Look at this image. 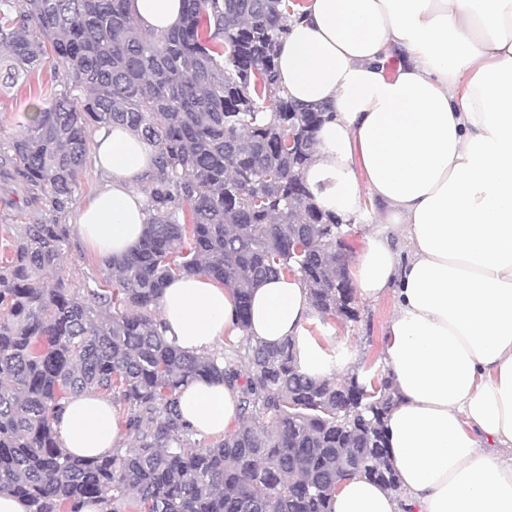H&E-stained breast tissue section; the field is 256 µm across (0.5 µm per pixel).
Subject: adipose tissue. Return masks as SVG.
<instances>
[{
	"instance_id": "1",
	"label": "adipose tissue",
	"mask_w": 512,
	"mask_h": 512,
	"mask_svg": "<svg viewBox=\"0 0 512 512\" xmlns=\"http://www.w3.org/2000/svg\"><path fill=\"white\" fill-rule=\"evenodd\" d=\"M147 31L179 24L183 0H130ZM398 56L395 75L385 61ZM296 102L327 106L304 180L317 205L354 216L370 202L397 232L369 239L354 277L360 295L392 296L383 354L394 405L392 462L412 512H512V0H307L276 58ZM104 180L73 230L99 256L138 246L140 189L154 152L118 126L93 130ZM299 277L263 281L240 323L230 289L202 275L167 283L164 334L190 353L241 336L293 339L302 372L324 378L339 357L307 330ZM200 436L234 429L239 391L196 379L180 398ZM63 448L89 457L128 444L109 399L74 397L56 423ZM331 512H399L380 485H336Z\"/></svg>"
}]
</instances>
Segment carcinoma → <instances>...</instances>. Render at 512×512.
<instances>
[{
  "label": "carcinoma",
  "instance_id": "carcinoma-1",
  "mask_svg": "<svg viewBox=\"0 0 512 512\" xmlns=\"http://www.w3.org/2000/svg\"><path fill=\"white\" fill-rule=\"evenodd\" d=\"M174 28L144 33L129 0H0V92L50 58L68 87L0 144V176L51 219L8 224L0 250V492L31 512H330L337 481L400 484L384 418L392 381L312 378L289 340L245 337L218 368L158 331L167 281L203 274L234 293L280 274L321 318L356 317L344 221L303 180L325 109L280 94L275 56L301 0H184ZM120 125L155 152L141 243L85 288L60 274L92 126ZM296 133L288 144V127ZM240 393V422L208 446L185 423L193 380ZM111 396L133 446L65 451L53 424L76 395ZM115 504L110 509L107 503Z\"/></svg>",
  "mask_w": 512,
  "mask_h": 512
}]
</instances>
